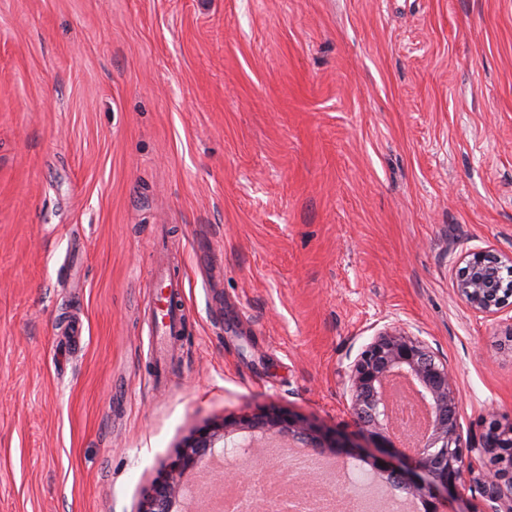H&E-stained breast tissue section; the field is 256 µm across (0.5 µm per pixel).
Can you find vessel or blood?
I'll return each instance as SVG.
<instances>
[{
    "label": "vessel or blood",
    "mask_w": 512,
    "mask_h": 512,
    "mask_svg": "<svg viewBox=\"0 0 512 512\" xmlns=\"http://www.w3.org/2000/svg\"><path fill=\"white\" fill-rule=\"evenodd\" d=\"M155 291L145 306V324L154 338L152 358L163 359L182 333V279L176 277L165 255H158L153 274Z\"/></svg>",
    "instance_id": "b4317fda"
}]
</instances>
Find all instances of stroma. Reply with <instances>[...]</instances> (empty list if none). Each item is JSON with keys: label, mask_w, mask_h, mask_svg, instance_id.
Segmentation results:
<instances>
[{"label": "stroma", "mask_w": 512, "mask_h": 512, "mask_svg": "<svg viewBox=\"0 0 512 512\" xmlns=\"http://www.w3.org/2000/svg\"><path fill=\"white\" fill-rule=\"evenodd\" d=\"M480 247L512 253V0H0V512H137L264 410L359 441L388 324L447 359L463 438L512 427V312L455 294ZM152 278L155 292L145 306V324L149 335L154 336L151 357L161 360L172 343L181 336L184 316L183 279L176 277L164 249L158 253Z\"/></svg>", "instance_id": "obj_1"}]
</instances>
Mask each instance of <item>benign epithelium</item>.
<instances>
[{"mask_svg":"<svg viewBox=\"0 0 512 512\" xmlns=\"http://www.w3.org/2000/svg\"><path fill=\"white\" fill-rule=\"evenodd\" d=\"M455 284L457 296L472 311L486 317L500 315L510 304L512 289L503 272L512 254L478 248L465 254ZM349 410L366 433L371 449L345 436L322 429L306 420L277 410L245 416L199 430L167 465L163 476L151 485L138 512H176L184 496L185 478L203 476L202 459L216 451L238 430L259 439L288 438L312 454L329 451L344 459L365 460L391 491L402 490L430 505L427 512H457L452 502L471 489L464 475L480 487L485 512H512V437L493 426L476 440H463L460 429V393L448 361L435 353L429 342L403 328L384 326L348 366ZM397 377L408 380L431 411V428L415 449L398 448L391 439L392 413L387 390ZM494 454L506 466L475 472L474 461Z\"/></svg>","mask_w":512,"mask_h":512,"instance_id":"7a95c632","label":"benign epithelium"}]
</instances>
